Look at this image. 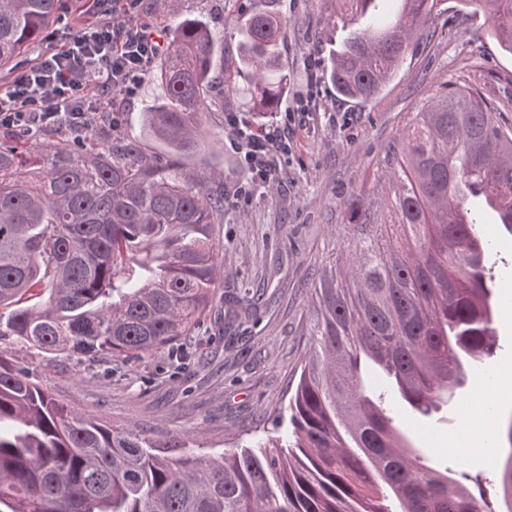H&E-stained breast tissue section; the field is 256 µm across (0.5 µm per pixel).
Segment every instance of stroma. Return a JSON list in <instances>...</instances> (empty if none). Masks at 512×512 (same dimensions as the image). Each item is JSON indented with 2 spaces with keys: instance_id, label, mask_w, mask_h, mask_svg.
I'll return each instance as SVG.
<instances>
[{
  "instance_id": "obj_1",
  "label": "stroma",
  "mask_w": 512,
  "mask_h": 512,
  "mask_svg": "<svg viewBox=\"0 0 512 512\" xmlns=\"http://www.w3.org/2000/svg\"><path fill=\"white\" fill-rule=\"evenodd\" d=\"M258 5L283 21L282 58L293 76L279 112L264 124H283L292 112L297 118L276 175L255 188L229 125L231 118L245 119L242 99H213L202 118L207 146L194 163L224 186V215L214 227L223 265L211 308L190 335L129 357H56L0 338V350L59 403L109 427L209 456L256 436H279V413L312 353L319 278L324 270L346 269L364 211L390 221L388 204L400 188L394 155L417 113L454 85L480 90L512 124V55L491 38L484 15L467 16L457 0H441L393 80L365 103L336 94L323 76L335 47L326 24L335 10L330 0H182L181 12L211 24L229 61L238 51V20ZM155 91L147 77L134 93L114 94V124L99 127L101 138L136 142L165 158L141 126ZM305 92L315 106L303 115ZM246 185L250 193L241 194ZM479 230L493 262V300L507 310L495 322V352L481 370L497 394L471 385L452 409L428 417L406 411L391 392L385 406L422 457L444 466L466 461L471 473L491 482L494 424L512 417V235L488 215ZM463 432L476 438L474 450L450 444Z\"/></svg>"
}]
</instances>
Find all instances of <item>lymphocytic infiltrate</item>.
Masks as SVG:
<instances>
[{
	"label": "lymphocytic infiltrate",
	"instance_id": "f902f5d3",
	"mask_svg": "<svg viewBox=\"0 0 512 512\" xmlns=\"http://www.w3.org/2000/svg\"><path fill=\"white\" fill-rule=\"evenodd\" d=\"M79 35L41 53L36 63L0 86V126L26 130H92L113 93L133 91L161 51L150 22L134 16L137 0H101ZM242 165L252 180H270V158L282 147L280 129L235 125Z\"/></svg>",
	"mask_w": 512,
	"mask_h": 512
}]
</instances>
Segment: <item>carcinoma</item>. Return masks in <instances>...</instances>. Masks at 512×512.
I'll return each instance as SVG.
<instances>
[{"label": "carcinoma", "mask_w": 512, "mask_h": 512, "mask_svg": "<svg viewBox=\"0 0 512 512\" xmlns=\"http://www.w3.org/2000/svg\"><path fill=\"white\" fill-rule=\"evenodd\" d=\"M341 28L325 77L368 102L392 79L437 0H402L382 26L381 0H338ZM512 54V0H473ZM62 0H0V69L21 66L63 19ZM283 22L255 8L238 22L239 54L222 64L208 23L181 20L154 77L142 128L174 161L116 141L41 142L18 129L0 142V336L48 354L129 356L188 335L213 303L224 192L183 160L201 150L206 91L216 84L259 119L278 111L291 76ZM477 89L448 88L418 117L396 157L394 224L362 227L342 280L325 273L285 439L217 457L161 456L136 434L57 403L0 352V507L4 512H496L481 476L423 460L366 391L373 370L426 416L476 382L498 315L478 219L455 215L493 188L511 218L512 128ZM499 494L512 512V418Z\"/></svg>", "instance_id": "carcinoma-1"}]
</instances>
